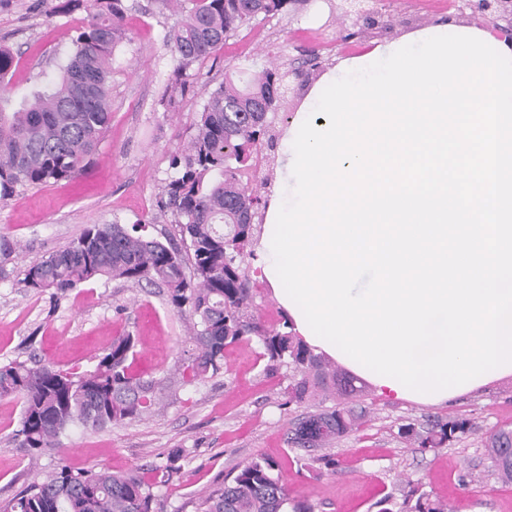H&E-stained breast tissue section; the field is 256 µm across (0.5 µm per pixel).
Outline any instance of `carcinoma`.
Instances as JSON below:
<instances>
[{
  "label": "carcinoma",
  "instance_id": "cac0c4a2",
  "mask_svg": "<svg viewBox=\"0 0 512 512\" xmlns=\"http://www.w3.org/2000/svg\"><path fill=\"white\" fill-rule=\"evenodd\" d=\"M180 14L167 32L177 67L168 87V105L177 106L190 91L187 72L210 58L231 36L250 28L259 17L285 13L293 0H163ZM59 12H85L89 23L77 30L73 50L60 75L10 108L13 52L0 46V198L16 188L70 179L92 163L111 118L112 56L127 39L123 0H61ZM288 69H244L224 75L208 93L194 133L172 158L176 175L165 183L157 207L180 228L187 257L169 242L133 224H93L65 248L52 252L25 271L24 283L38 293L63 294L99 277L167 288L178 313L195 319L190 328L192 352L176 372L192 386L220 372L224 349L257 336L268 369H292L285 403L301 405L316 398L352 397L358 389L341 378L325 359L295 334L288 318L282 329L263 331L250 312L249 273L254 256V218L265 207L245 179L260 166L257 146L268 135L264 105L281 97ZM136 339L128 332L97 356L93 368L63 369L53 364L11 361L0 365V397L21 403L18 447L31 454L53 449L69 427L101 429L154 413L160 405L156 382L133 373ZM365 414L335 403L305 418L289 442L322 448L358 430ZM477 431L468 419L448 418L431 429L399 432L423 452L443 448ZM489 468L512 481V428L502 427L485 441ZM273 461L260 457L229 481L201 498L198 512H311L294 500ZM153 487L134 472L108 469L74 472L55 469L14 498L3 512H154ZM377 512H451L411 486L397 502L379 499Z\"/></svg>",
  "mask_w": 512,
  "mask_h": 512
}]
</instances>
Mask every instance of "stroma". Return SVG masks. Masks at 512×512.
Wrapping results in <instances>:
<instances>
[{
    "label": "stroma",
    "instance_id": "1",
    "mask_svg": "<svg viewBox=\"0 0 512 512\" xmlns=\"http://www.w3.org/2000/svg\"><path fill=\"white\" fill-rule=\"evenodd\" d=\"M59 2L0 0V45L17 59L14 101L57 78L76 29L88 22L83 12L57 13ZM124 3L128 40L112 59V116L91 168L70 180L17 188L0 200V235L14 245L9 276L0 280V363L41 361L84 370L130 331L138 338L133 369L160 382L161 405L136 421L73 429L57 448L32 456L13 439L20 402L0 398V508L65 466L138 471L153 486L156 512H196L202 496L263 456L276 462L292 497L308 501L313 512H375L376 500L401 497L410 484L449 501L454 512H512V482L491 475L483 448L497 428L512 426V376L435 406L386 400L363 385L357 401L370 408L369 420L330 447L336 468L311 469L287 439L316 406H285L291 371L267 372L259 340L228 347L218 375L184 386L173 375L188 348L192 318L173 309L164 289L99 279L54 298L24 286L29 265L66 246L87 225L140 222L156 237L177 234L172 217L158 214L156 199L174 174L173 154L188 141L208 92L225 71L295 65L314 50L330 68L372 44L368 37L343 43L342 18L326 0H298L293 12L256 21L192 70V91L172 112L163 95L177 61L165 34L179 16L161 0ZM377 5L388 16L390 38L449 14L448 0ZM451 416L472 420L477 433L426 454L398 435L399 425L410 422L422 432L433 420ZM174 448L189 454L169 476H160L154 467Z\"/></svg>",
    "mask_w": 512,
    "mask_h": 512
}]
</instances>
